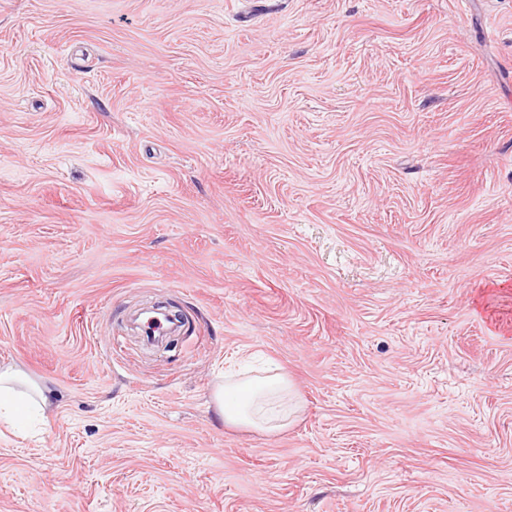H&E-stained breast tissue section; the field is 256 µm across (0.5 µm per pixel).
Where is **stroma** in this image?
Listing matches in <instances>:
<instances>
[{"instance_id": "obj_1", "label": "stroma", "mask_w": 512, "mask_h": 512, "mask_svg": "<svg viewBox=\"0 0 512 512\" xmlns=\"http://www.w3.org/2000/svg\"><path fill=\"white\" fill-rule=\"evenodd\" d=\"M0 363V512H512V0H0ZM49 391L23 377L12 366H0V423L21 425L34 415L44 416ZM213 403L227 426H244L265 434L286 428L299 407L288 374L278 368L262 376H225L215 386Z\"/></svg>"}]
</instances>
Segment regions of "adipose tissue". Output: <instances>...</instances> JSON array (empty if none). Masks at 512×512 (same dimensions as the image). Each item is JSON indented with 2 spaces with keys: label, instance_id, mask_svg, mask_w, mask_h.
<instances>
[{
  "label": "adipose tissue",
  "instance_id": "1",
  "mask_svg": "<svg viewBox=\"0 0 512 512\" xmlns=\"http://www.w3.org/2000/svg\"><path fill=\"white\" fill-rule=\"evenodd\" d=\"M213 403L224 424L265 434L286 428L299 407L287 373L276 368L262 376H225L214 389ZM49 404L48 389L25 379L14 367L0 366V423L22 424L44 415Z\"/></svg>",
  "mask_w": 512,
  "mask_h": 512
}]
</instances>
